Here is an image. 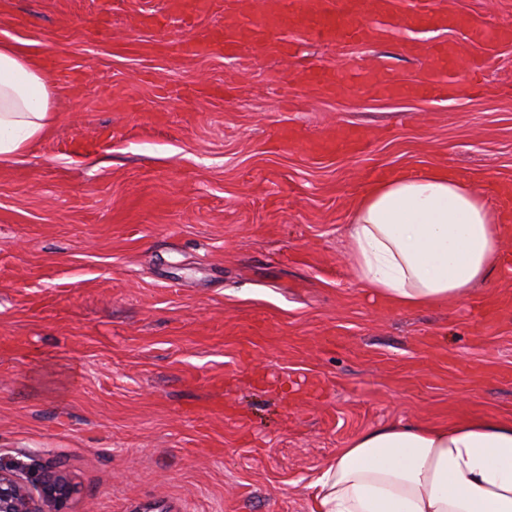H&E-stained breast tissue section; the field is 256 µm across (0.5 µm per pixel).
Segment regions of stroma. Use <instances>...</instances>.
I'll return each mask as SVG.
<instances>
[{
	"label": "stroma",
	"instance_id": "obj_1",
	"mask_svg": "<svg viewBox=\"0 0 512 512\" xmlns=\"http://www.w3.org/2000/svg\"><path fill=\"white\" fill-rule=\"evenodd\" d=\"M111 2L0 0V40L49 62L58 115L0 160V466H57L68 512H312L362 431L512 417V278L395 309L345 248L352 198L391 170L512 186V45L474 93L482 51L461 43L441 107L361 81L326 98L300 61L404 80L424 58H183L166 42L221 17L144 29L167 0ZM352 130L362 149L323 151Z\"/></svg>",
	"mask_w": 512,
	"mask_h": 512
}]
</instances>
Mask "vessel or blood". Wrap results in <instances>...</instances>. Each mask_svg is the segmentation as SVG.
Listing matches in <instances>:
<instances>
[{"instance_id": "vessel-or-blood-1", "label": "vessel or blood", "mask_w": 512, "mask_h": 512, "mask_svg": "<svg viewBox=\"0 0 512 512\" xmlns=\"http://www.w3.org/2000/svg\"><path fill=\"white\" fill-rule=\"evenodd\" d=\"M218 14L224 19L220 29L202 37L173 41L175 54L256 59L270 53L288 54L295 34L308 42L340 49L397 37L403 54L422 49L425 63L410 80L376 82L377 91L388 98L414 97L439 104L452 93L458 51L444 41L419 46L420 34L459 30L468 42L480 44L481 63L486 67L497 59L501 45L512 42V25L486 16L449 12L446 0H273L256 16L244 15L240 0H168L163 13L142 16L139 24L159 29L169 17L194 20ZM300 75L322 94L332 95L339 90L335 74L327 65L301 66Z\"/></svg>"}]
</instances>
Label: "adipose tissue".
Masks as SVG:
<instances>
[{
	"label": "adipose tissue",
	"instance_id": "ef3b65f1",
	"mask_svg": "<svg viewBox=\"0 0 512 512\" xmlns=\"http://www.w3.org/2000/svg\"><path fill=\"white\" fill-rule=\"evenodd\" d=\"M43 66L0 41V159L57 116ZM512 215L445 165L392 171L357 194L346 247L354 279L398 308L471 296L499 268ZM316 512H512V418L397 421L360 433L312 485Z\"/></svg>",
	"mask_w": 512,
	"mask_h": 512
}]
</instances>
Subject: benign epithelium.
Here are the masks:
<instances>
[{"instance_id": "7a95c632", "label": "benign epithelium", "mask_w": 512, "mask_h": 512, "mask_svg": "<svg viewBox=\"0 0 512 512\" xmlns=\"http://www.w3.org/2000/svg\"><path fill=\"white\" fill-rule=\"evenodd\" d=\"M72 493L71 483L53 466L30 484L0 468V512H67Z\"/></svg>"}]
</instances>
